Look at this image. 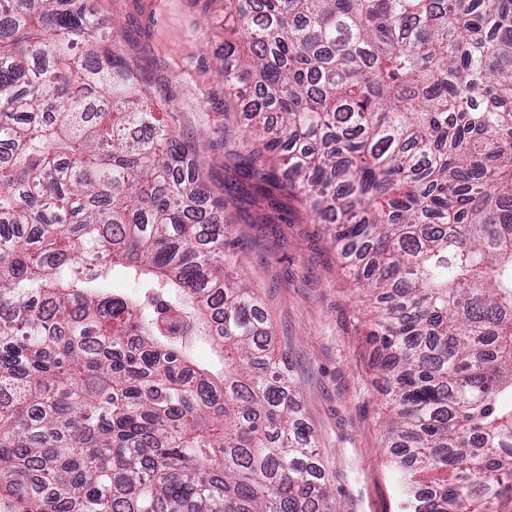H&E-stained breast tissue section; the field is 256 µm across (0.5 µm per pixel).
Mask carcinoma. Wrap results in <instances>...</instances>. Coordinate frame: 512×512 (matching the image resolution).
Returning a JSON list of instances; mask_svg holds the SVG:
<instances>
[{
    "label": "carcinoma",
    "instance_id": "carcinoma-1",
    "mask_svg": "<svg viewBox=\"0 0 512 512\" xmlns=\"http://www.w3.org/2000/svg\"><path fill=\"white\" fill-rule=\"evenodd\" d=\"M0 512H338L202 143L97 0H0ZM239 173L326 223L407 512H512V0H229ZM119 272L146 292H109ZM206 335L221 370L198 364Z\"/></svg>",
    "mask_w": 512,
    "mask_h": 512
}]
</instances>
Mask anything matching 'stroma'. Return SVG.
<instances>
[{"label":"stroma","mask_w":512,"mask_h":512,"mask_svg":"<svg viewBox=\"0 0 512 512\" xmlns=\"http://www.w3.org/2000/svg\"><path fill=\"white\" fill-rule=\"evenodd\" d=\"M104 14L117 15L142 64L154 75L181 81L188 92L176 117L182 132H207L205 161L213 185L234 182L225 144L227 126L218 109L199 111L192 94L204 74L179 72L180 57L206 46L224 50L223 0H173L189 31L171 48L161 28L150 27L157 0H98ZM289 223L270 231L263 208L240 195L224 212L225 231L235 244L230 259L246 271L268 319L277 352L295 374L299 403L315 435L319 459L334 485L341 512H402L398 473L386 461L383 381L367 342L371 315L359 300L321 220L292 198L282 201Z\"/></svg>","instance_id":"obj_1"}]
</instances>
